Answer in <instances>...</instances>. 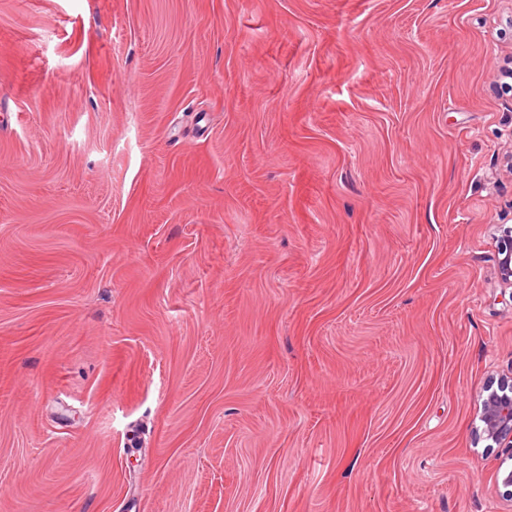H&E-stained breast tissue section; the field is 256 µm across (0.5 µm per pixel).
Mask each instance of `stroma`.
Masks as SVG:
<instances>
[{"label": "stroma", "instance_id": "35a3bbf8", "mask_svg": "<svg viewBox=\"0 0 512 512\" xmlns=\"http://www.w3.org/2000/svg\"><path fill=\"white\" fill-rule=\"evenodd\" d=\"M512 0H0V512H512ZM491 385L482 399L477 428L480 440L491 441L498 448H509L512 456V377L502 379L497 387Z\"/></svg>", "mask_w": 512, "mask_h": 512}]
</instances>
